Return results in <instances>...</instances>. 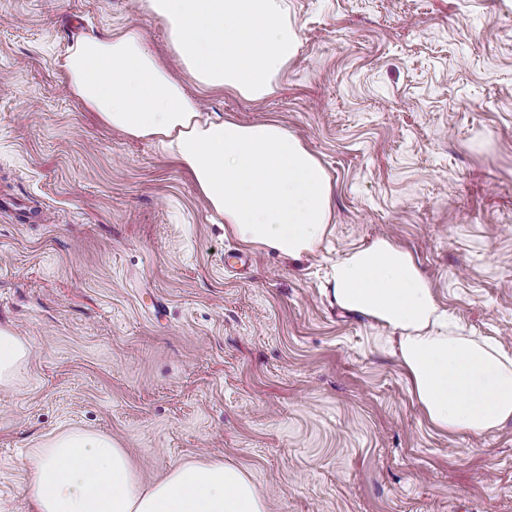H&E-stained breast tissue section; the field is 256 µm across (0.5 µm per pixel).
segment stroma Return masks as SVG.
Listing matches in <instances>:
<instances>
[{
  "instance_id": "stroma-1",
  "label": "stroma",
  "mask_w": 512,
  "mask_h": 512,
  "mask_svg": "<svg viewBox=\"0 0 512 512\" xmlns=\"http://www.w3.org/2000/svg\"><path fill=\"white\" fill-rule=\"evenodd\" d=\"M287 6L301 46L277 91L204 109L278 120L322 162L333 219L298 259L225 237L185 168L70 93L77 38L134 24L163 55L161 21L133 0H0V328L32 351L0 389V512H32L20 460L69 427L149 483L235 464L267 512H512V422L431 427L385 328L331 283L388 238L451 321L512 355V0Z\"/></svg>"
}]
</instances>
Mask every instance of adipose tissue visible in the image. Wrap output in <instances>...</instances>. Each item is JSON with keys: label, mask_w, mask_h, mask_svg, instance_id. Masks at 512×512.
Wrapping results in <instances>:
<instances>
[{"label": "adipose tissue", "mask_w": 512, "mask_h": 512, "mask_svg": "<svg viewBox=\"0 0 512 512\" xmlns=\"http://www.w3.org/2000/svg\"><path fill=\"white\" fill-rule=\"evenodd\" d=\"M160 20L168 57L141 30L83 37L61 60L69 90L101 121L159 143L193 177L208 210L242 244L298 259L331 221V179L280 122L242 124L204 112L200 96L224 91L250 101L273 94L300 48L286 0H140ZM191 80L198 95L187 93ZM332 292L345 310L393 331L392 353L437 430L482 435L512 421V357L486 339L453 334L412 254L386 238L337 260ZM31 356L0 329V389ZM35 512H265L237 466L176 465L147 484L110 436L71 428L22 462Z\"/></svg>", "instance_id": "1"}]
</instances>
